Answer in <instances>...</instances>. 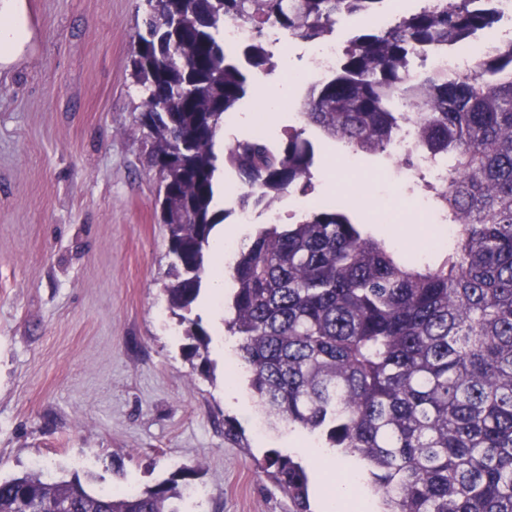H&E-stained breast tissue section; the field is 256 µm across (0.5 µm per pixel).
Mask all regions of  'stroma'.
Instances as JSON below:
<instances>
[{
  "label": "stroma",
  "instance_id": "35a3bbf8",
  "mask_svg": "<svg viewBox=\"0 0 512 512\" xmlns=\"http://www.w3.org/2000/svg\"><path fill=\"white\" fill-rule=\"evenodd\" d=\"M22 49L0 62V478L46 462L52 476L79 477L90 489L127 485L144 491L166 480L204 488L181 512H288L290 504L255 462L277 450L311 474L310 502L320 512L335 470L297 448L285 426H259L247 375L236 371L202 304L210 338L208 362L190 358V341L169 311L165 288L171 257L155 204L158 175L152 140L142 125L143 94L132 59L145 30V0H22ZM305 40L274 54L273 72L254 80L279 92L262 109L254 95L236 107L244 124L225 118L231 143L263 118L269 141L285 142L299 125L307 87L286 70L304 68ZM313 189L284 193L278 208L296 215L324 204L349 208L365 234L423 249L432 227L417 203L399 223L378 218L388 192L373 179L386 154H357L337 189L325 175L341 164L339 143L318 129ZM224 223L239 230L242 186L220 166ZM236 391L228 393V376ZM232 421L242 443L225 439Z\"/></svg>",
  "mask_w": 512,
  "mask_h": 512
}]
</instances>
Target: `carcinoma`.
Masks as SVG:
<instances>
[{
	"label": "carcinoma",
	"instance_id": "cac0c4a2",
	"mask_svg": "<svg viewBox=\"0 0 512 512\" xmlns=\"http://www.w3.org/2000/svg\"><path fill=\"white\" fill-rule=\"evenodd\" d=\"M134 51L142 122L161 175L169 232L168 308L199 355L209 334L191 319L210 235L216 138L224 115L272 58L267 25L316 41L342 20H370L385 0H147ZM259 31L224 45V22ZM471 0H429L390 30L358 29L336 69L307 91L302 127L274 146L253 137L224 147L249 200L275 205L312 188L315 146L305 127L357 153L412 138L419 156L448 161L429 186L454 227L434 266L399 258L363 236L342 209L272 224L239 251L224 325L258 407L325 447L366 462L383 512H512V46H489L475 73L409 78L410 60L470 41L494 25ZM293 512H312L306 468L276 453L261 466ZM175 481L144 492H94L77 478L34 471L0 480V512H180Z\"/></svg>",
	"mask_w": 512,
	"mask_h": 512
}]
</instances>
